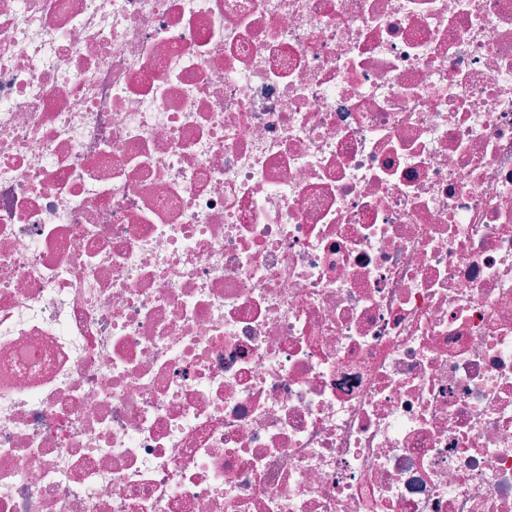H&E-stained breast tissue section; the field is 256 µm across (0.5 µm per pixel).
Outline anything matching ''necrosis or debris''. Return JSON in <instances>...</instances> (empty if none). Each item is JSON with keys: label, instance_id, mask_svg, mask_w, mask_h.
Here are the masks:
<instances>
[{"label": "necrosis or debris", "instance_id": "obj_1", "mask_svg": "<svg viewBox=\"0 0 512 512\" xmlns=\"http://www.w3.org/2000/svg\"><path fill=\"white\" fill-rule=\"evenodd\" d=\"M0 512H512V0H0Z\"/></svg>", "mask_w": 512, "mask_h": 512}]
</instances>
